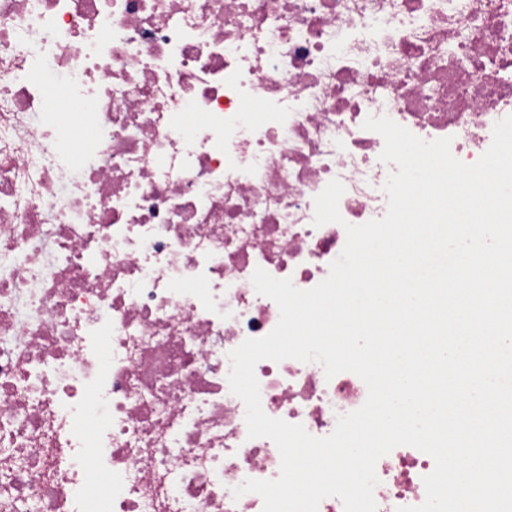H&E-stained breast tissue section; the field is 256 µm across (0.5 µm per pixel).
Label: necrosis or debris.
<instances>
[{
  "mask_svg": "<svg viewBox=\"0 0 512 512\" xmlns=\"http://www.w3.org/2000/svg\"><path fill=\"white\" fill-rule=\"evenodd\" d=\"M509 115L512 0H0V512H263L232 490L280 453L228 383L280 316L255 269L311 289L385 215L367 117L472 164ZM255 375L316 437L367 398L316 362ZM433 469L382 457L378 512Z\"/></svg>",
  "mask_w": 512,
  "mask_h": 512,
  "instance_id": "obj_1",
  "label": "necrosis or debris"
}]
</instances>
